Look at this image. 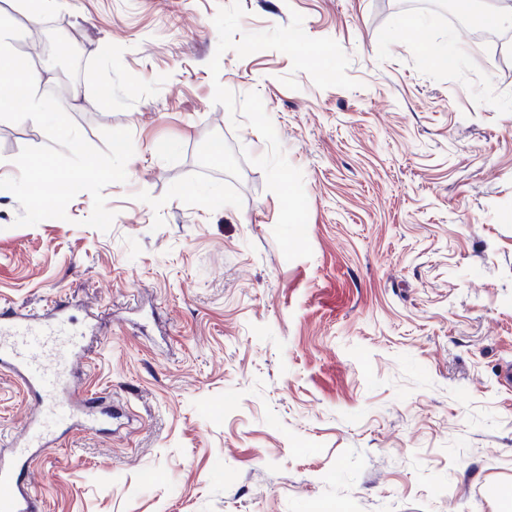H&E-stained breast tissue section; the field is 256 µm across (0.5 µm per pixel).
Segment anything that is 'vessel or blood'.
Wrapping results in <instances>:
<instances>
[{
    "mask_svg": "<svg viewBox=\"0 0 512 512\" xmlns=\"http://www.w3.org/2000/svg\"><path fill=\"white\" fill-rule=\"evenodd\" d=\"M79 353L63 307H56L46 319L14 309L0 311V368L38 393L42 412L32 424L30 440L16 447L13 460L0 458V512H38V501L17 472L34 452L52 447L62 423L60 408H67L71 422L77 425L90 426L97 420L94 400L69 387L71 366Z\"/></svg>",
    "mask_w": 512,
    "mask_h": 512,
    "instance_id": "obj_1",
    "label": "vessel or blood"
}]
</instances>
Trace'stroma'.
Returning <instances> with one entry per match:
<instances>
[{"label": "stroma", "instance_id": "1", "mask_svg": "<svg viewBox=\"0 0 512 512\" xmlns=\"http://www.w3.org/2000/svg\"><path fill=\"white\" fill-rule=\"evenodd\" d=\"M230 2L57 0L34 26L0 0L85 140L126 129L135 149L106 232L89 193L19 227L0 192V308L68 302L74 386L105 412L62 424L21 479L42 512H512V24L240 0L242 31L297 12L340 44L360 86L321 89L284 53L217 54ZM49 30L77 34L74 70L45 61ZM218 83L260 95L301 169L311 257L277 245L279 200L248 161L268 146ZM47 142L0 121V178ZM39 415L0 370V455Z\"/></svg>", "mask_w": 512, "mask_h": 512}]
</instances>
